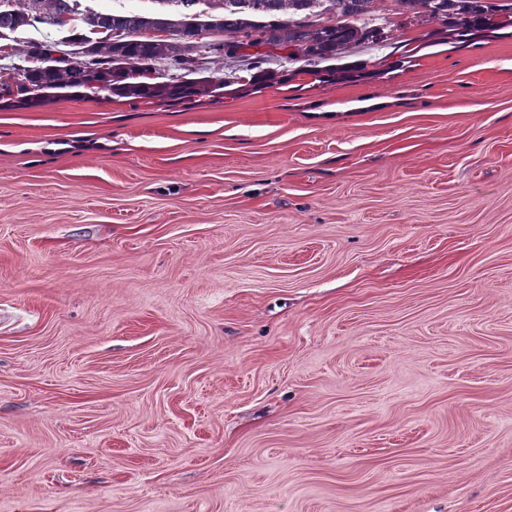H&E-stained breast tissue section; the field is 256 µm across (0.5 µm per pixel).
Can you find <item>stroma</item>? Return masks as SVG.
Returning a JSON list of instances; mask_svg holds the SVG:
<instances>
[{"label": "stroma", "mask_w": 512, "mask_h": 512, "mask_svg": "<svg viewBox=\"0 0 512 512\" xmlns=\"http://www.w3.org/2000/svg\"><path fill=\"white\" fill-rule=\"evenodd\" d=\"M348 60L0 102V512H512V25Z\"/></svg>", "instance_id": "35a3bbf8"}]
</instances>
